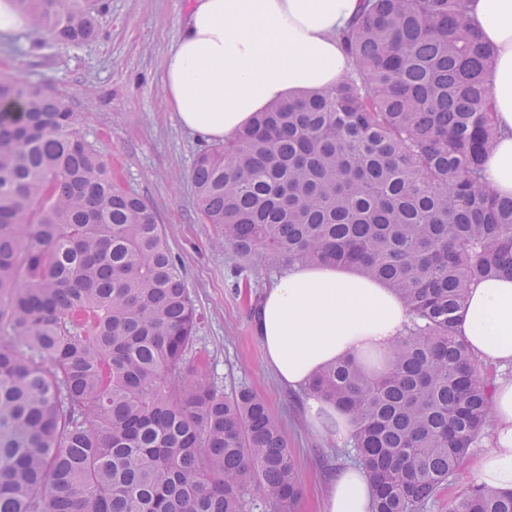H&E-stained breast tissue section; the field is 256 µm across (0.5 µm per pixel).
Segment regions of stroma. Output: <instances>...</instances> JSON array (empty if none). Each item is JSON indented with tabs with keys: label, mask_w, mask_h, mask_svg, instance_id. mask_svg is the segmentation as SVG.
Returning <instances> with one entry per match:
<instances>
[{
	"label": "stroma",
	"mask_w": 512,
	"mask_h": 512,
	"mask_svg": "<svg viewBox=\"0 0 512 512\" xmlns=\"http://www.w3.org/2000/svg\"><path fill=\"white\" fill-rule=\"evenodd\" d=\"M191 2L104 0L96 38L80 46L54 45L47 32L21 26L0 34V73L61 95L87 140L108 157L116 181L153 207L200 315L197 347L211 378L226 391L249 388L280 419L300 494L279 505L254 493L247 512H322L330 479L353 459L349 447L313 431L304 391L283 387L262 359L258 311L286 268L266 262L242 269L220 244L218 226L202 223L190 174L210 142L180 125L163 93V63Z\"/></svg>",
	"instance_id": "35a3bbf8"
}]
</instances>
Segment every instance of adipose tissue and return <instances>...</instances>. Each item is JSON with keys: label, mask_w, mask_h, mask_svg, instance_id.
<instances>
[{"label": "adipose tissue", "mask_w": 512, "mask_h": 512, "mask_svg": "<svg viewBox=\"0 0 512 512\" xmlns=\"http://www.w3.org/2000/svg\"><path fill=\"white\" fill-rule=\"evenodd\" d=\"M361 0H195L181 39L164 63L163 89L180 123L211 140H227L278 101L335 86L350 69L337 32ZM473 24L496 54L490 74L498 131L484 179L512 198V0H472ZM396 292L355 271L298 265L268 288L260 310L263 359L283 385L308 386L325 366L355 357L375 374L405 332ZM456 332L488 364L512 367V279L481 278L468 291ZM304 409L314 430L343 442L353 419L320 396ZM475 482L512 490V377L496 380L491 439L473 464ZM323 512H374V486L360 466L337 472Z\"/></svg>", "instance_id": "1"}]
</instances>
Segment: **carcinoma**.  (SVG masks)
I'll return each instance as SVG.
<instances>
[{
	"mask_svg": "<svg viewBox=\"0 0 512 512\" xmlns=\"http://www.w3.org/2000/svg\"><path fill=\"white\" fill-rule=\"evenodd\" d=\"M470 0H367L350 70L204 150L206 224L248 265L353 268L409 326L371 374L346 359L309 391L349 413L375 512H428L490 424L495 369L454 334L477 278L512 275V199L483 179L494 48ZM60 46L102 0H13ZM198 314L154 210L118 185L66 101L0 75V512H246L293 502L280 421L188 358ZM451 512H512L474 486Z\"/></svg>",
	"mask_w": 512,
	"mask_h": 512,
	"instance_id": "1",
	"label": "carcinoma"
}]
</instances>
